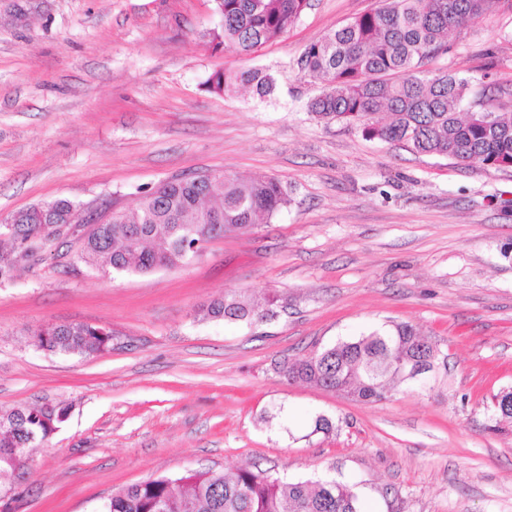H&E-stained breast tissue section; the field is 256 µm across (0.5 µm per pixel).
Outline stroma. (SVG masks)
<instances>
[{"instance_id": "35a3bbf8", "label": "stroma", "mask_w": 512, "mask_h": 512, "mask_svg": "<svg viewBox=\"0 0 512 512\" xmlns=\"http://www.w3.org/2000/svg\"><path fill=\"white\" fill-rule=\"evenodd\" d=\"M380 0H311L282 37L214 48L213 0H0V219L66 199L100 217L176 176L268 175L292 202L187 265L118 275L57 242L0 280V413L65 404L68 420L0 483V512H96L189 470L259 463L354 485L362 512H512V168L413 153L307 110L313 42ZM467 104L512 109V0L425 64ZM272 74L274 99L217 95L222 69ZM278 296L273 316L205 321L224 295ZM437 341L447 368L359 404L279 362L389 323ZM51 323L110 330L103 352L53 354ZM328 419L330 432L316 431Z\"/></svg>"}]
</instances>
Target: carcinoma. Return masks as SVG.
<instances>
[{
	"label": "carcinoma",
	"mask_w": 512,
	"mask_h": 512,
	"mask_svg": "<svg viewBox=\"0 0 512 512\" xmlns=\"http://www.w3.org/2000/svg\"><path fill=\"white\" fill-rule=\"evenodd\" d=\"M220 26L212 43L251 55L288 32L310 0H214ZM501 0H385L310 44L297 65L323 85L308 110L325 120L359 122L370 138L403 143L420 154L491 167L512 164V112L482 107L461 110L468 81L423 64L448 52L461 27L495 11ZM222 94L239 86L259 97L274 91L261 69L220 70L206 81ZM386 113L390 121L374 116ZM291 202L288 187L273 177L242 180L235 175L216 186L201 176L166 181L145 192L130 213L118 211L82 240L79 259L117 273L147 274L188 262L196 242L247 231ZM77 206L58 199L15 214L8 236L12 251L0 252V280L53 240L43 226L57 224ZM278 302L250 303L236 295L211 302L203 318L262 320ZM35 343L55 353L92 356L103 351L102 329L71 323L45 326ZM437 342L408 323L392 324L356 339L310 351L277 365L288 381L302 380L341 392L355 402H380L411 385L410 370L432 359ZM497 417L512 422V390L497 396ZM68 407H17L0 415V479L28 463V449L43 443L51 427L65 422ZM98 512H361L353 487L335 480L302 481L271 476L259 468L232 472L191 471L131 485Z\"/></svg>",
	"instance_id": "1"
}]
</instances>
